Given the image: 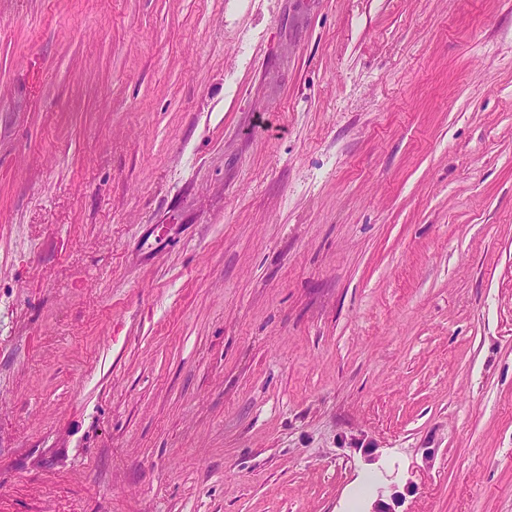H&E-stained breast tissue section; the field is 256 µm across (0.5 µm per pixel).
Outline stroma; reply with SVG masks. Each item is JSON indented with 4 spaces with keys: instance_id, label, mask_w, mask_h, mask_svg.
Listing matches in <instances>:
<instances>
[{
    "instance_id": "1",
    "label": "stroma",
    "mask_w": 512,
    "mask_h": 512,
    "mask_svg": "<svg viewBox=\"0 0 512 512\" xmlns=\"http://www.w3.org/2000/svg\"><path fill=\"white\" fill-rule=\"evenodd\" d=\"M388 476L512 512V0H0V512Z\"/></svg>"
}]
</instances>
